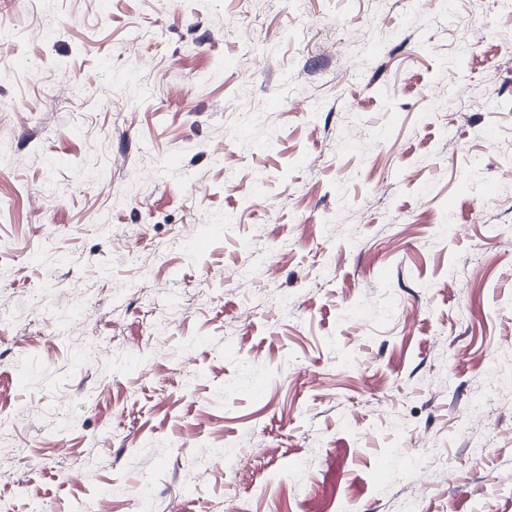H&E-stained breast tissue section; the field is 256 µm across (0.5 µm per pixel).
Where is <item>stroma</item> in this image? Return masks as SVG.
Returning a JSON list of instances; mask_svg holds the SVG:
<instances>
[{
    "label": "stroma",
    "instance_id": "stroma-1",
    "mask_svg": "<svg viewBox=\"0 0 512 512\" xmlns=\"http://www.w3.org/2000/svg\"><path fill=\"white\" fill-rule=\"evenodd\" d=\"M511 154L512 0H0V497L512 512Z\"/></svg>",
    "mask_w": 512,
    "mask_h": 512
}]
</instances>
